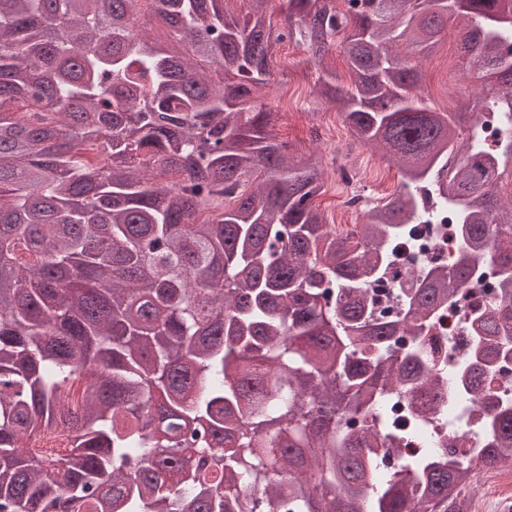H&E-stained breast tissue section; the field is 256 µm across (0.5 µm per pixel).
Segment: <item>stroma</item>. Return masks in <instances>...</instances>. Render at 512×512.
Segmentation results:
<instances>
[{
	"label": "stroma",
	"instance_id": "stroma-1",
	"mask_svg": "<svg viewBox=\"0 0 512 512\" xmlns=\"http://www.w3.org/2000/svg\"><path fill=\"white\" fill-rule=\"evenodd\" d=\"M455 50L454 36L445 37L439 53L422 69L427 104L432 107L444 105L452 112L461 109V85L459 81L449 80L447 75L448 55ZM272 66L276 82L267 96L275 112L272 133L278 140L290 143L298 157L321 165L323 188L315 203L327 216H334L341 210L348 192L335 175L340 164L358 165L370 161L367 172L370 181L391 189L398 185L397 168L381 153L359 145L337 109L314 95L313 86L320 70L303 47L287 40L275 44Z\"/></svg>",
	"mask_w": 512,
	"mask_h": 512
}]
</instances>
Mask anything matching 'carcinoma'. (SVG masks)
<instances>
[{
	"label": "carcinoma",
	"instance_id": "1",
	"mask_svg": "<svg viewBox=\"0 0 512 512\" xmlns=\"http://www.w3.org/2000/svg\"><path fill=\"white\" fill-rule=\"evenodd\" d=\"M248 2L0 0V512H461L448 449L383 458L442 411L432 320L488 252L501 299L472 328L512 337V0H285L277 26ZM452 16L464 127L421 90ZM284 39L316 63L344 44L349 86L318 93L400 170L355 231L271 135ZM432 197L464 247L377 316L366 289ZM55 432L65 453L30 448ZM511 449L510 407L473 453Z\"/></svg>",
	"mask_w": 512,
	"mask_h": 512
}]
</instances>
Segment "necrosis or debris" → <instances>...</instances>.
I'll return each mask as SVG.
<instances>
[{
    "mask_svg": "<svg viewBox=\"0 0 512 512\" xmlns=\"http://www.w3.org/2000/svg\"><path fill=\"white\" fill-rule=\"evenodd\" d=\"M456 207L441 212L428 233L420 235L403 256L395 275L370 287L371 296L384 303L386 316H394L404 278L419 275L431 265L451 266L459 246ZM499 301L496 277L491 268H483L474 287L465 300L448 302L435 319L432 334L439 341L446 357L441 373L447 379L444 403L445 415L422 423L416 437L408 445L415 454L431 453L447 448L448 456L471 470H483L486 483L495 494L493 501H485L479 490L467 494L468 512H512V464L481 469L471 455L480 447L485 430L484 414L491 406H512V359L497 363L487 392L482 398L470 396L467 385L468 370L473 363V349L478 341L471 331V323L484 310Z\"/></svg>",
    "mask_w": 512,
    "mask_h": 512,
    "instance_id": "obj_1",
    "label": "necrosis or debris"
}]
</instances>
